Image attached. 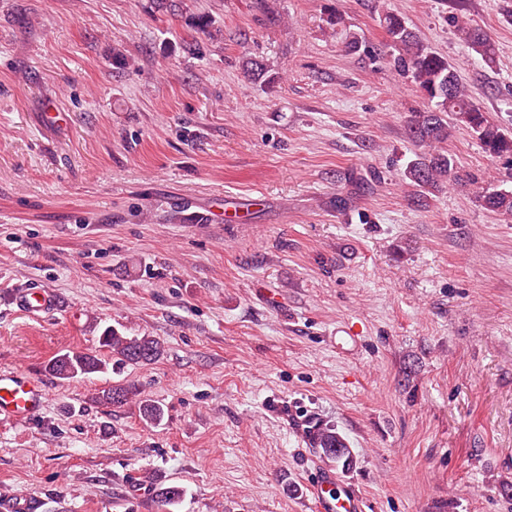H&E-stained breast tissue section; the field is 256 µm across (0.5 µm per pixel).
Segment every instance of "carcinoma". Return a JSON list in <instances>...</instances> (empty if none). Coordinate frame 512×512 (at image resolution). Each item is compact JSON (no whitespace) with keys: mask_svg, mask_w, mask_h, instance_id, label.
I'll return each instance as SVG.
<instances>
[{"mask_svg":"<svg viewBox=\"0 0 512 512\" xmlns=\"http://www.w3.org/2000/svg\"><path fill=\"white\" fill-rule=\"evenodd\" d=\"M392 48L389 64L398 74L409 77L422 91L427 105L412 113L408 121L409 136L429 150L411 161L405 177L411 184L435 190L444 184L464 181L452 154L436 149L448 140V120L466 128L479 140L485 153L500 157L512 156V131L498 124L468 94L459 81L456 69L448 59L425 45L397 13L384 10L379 14ZM457 30L471 49L487 64L494 63L490 39L483 29L467 21L457 22ZM484 205L501 215L512 216V190L493 191L482 195ZM99 343L112 357L129 364L148 365L164 354V345L154 336H127L115 328L105 329ZM105 364L97 357L69 351L54 357L48 364L51 375L61 379H74L104 370ZM131 389L115 385L102 394V400L121 405L129 399ZM164 412L153 401L140 404V417L147 424H158ZM309 440L317 452L334 466L348 471L355 465L347 440L332 424H319L309 431ZM183 496L178 486L156 490L157 506L162 512H171Z\"/></svg>","mask_w":512,"mask_h":512,"instance_id":"cac0c4a2","label":"carcinoma"}]
</instances>
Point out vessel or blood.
I'll return each instance as SVG.
<instances>
[{
  "label": "vessel or blood",
  "mask_w": 512,
  "mask_h": 512,
  "mask_svg": "<svg viewBox=\"0 0 512 512\" xmlns=\"http://www.w3.org/2000/svg\"><path fill=\"white\" fill-rule=\"evenodd\" d=\"M14 304L23 311L37 316L50 313L56 307L55 296L47 289H17ZM45 384L22 369L0 370V423L31 420L40 415L46 402ZM314 504L318 512H363L356 494L340 483L335 474L320 469L311 485Z\"/></svg>",
  "instance_id": "obj_1"
}]
</instances>
